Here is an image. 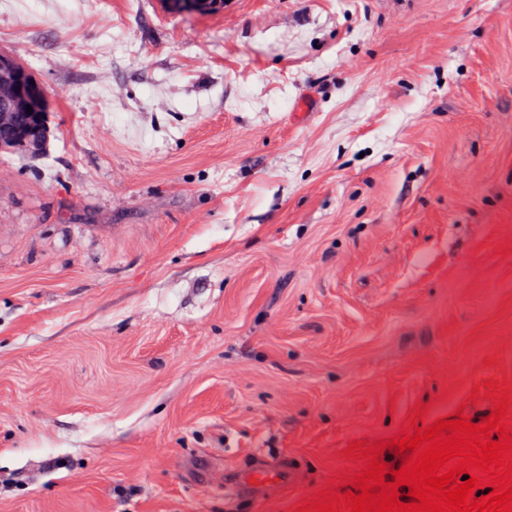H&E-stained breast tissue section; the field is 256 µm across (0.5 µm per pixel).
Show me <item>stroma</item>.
Wrapping results in <instances>:
<instances>
[{
	"mask_svg": "<svg viewBox=\"0 0 512 512\" xmlns=\"http://www.w3.org/2000/svg\"><path fill=\"white\" fill-rule=\"evenodd\" d=\"M0 512H297L512 382V0H0ZM291 460L287 489L213 482ZM171 9L179 12L212 13L223 9L224 0H162ZM27 86L34 89L38 95L37 105L41 110L48 107V96L45 88L40 84L30 72V70L15 57L8 53L0 52V138L10 137L11 128L18 131L17 138L11 142L15 148L26 149L31 146H37L33 154L39 153L44 149L46 135L41 140L28 141V137L22 134L19 119L26 110V105L31 101L24 97L23 88Z\"/></svg>",
	"mask_w": 512,
	"mask_h": 512,
	"instance_id": "stroma-1",
	"label": "stroma"
}]
</instances>
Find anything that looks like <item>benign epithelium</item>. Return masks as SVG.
<instances>
[{
  "label": "benign epithelium",
  "instance_id": "7a95c632",
  "mask_svg": "<svg viewBox=\"0 0 512 512\" xmlns=\"http://www.w3.org/2000/svg\"><path fill=\"white\" fill-rule=\"evenodd\" d=\"M171 9L179 12L190 10L195 13L217 12L224 7V0H162ZM34 89L38 95L37 105L45 110L48 107V96L45 88L30 72V70L15 57L0 52V127L19 131L17 138L12 141L16 148L26 149L36 146L33 153L44 149L46 139L29 141L27 136L20 133V116L31 101L24 97L23 88Z\"/></svg>",
  "mask_w": 512,
  "mask_h": 512
}]
</instances>
